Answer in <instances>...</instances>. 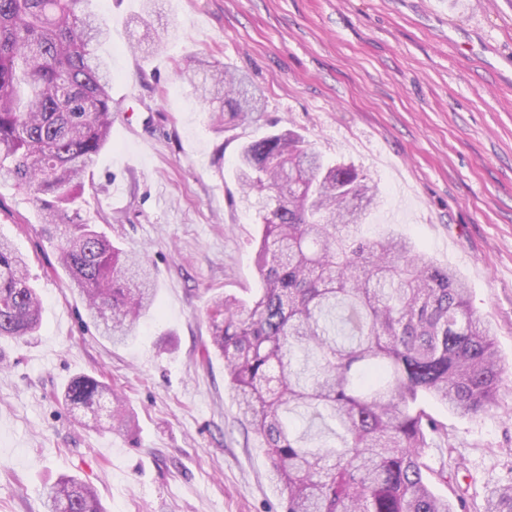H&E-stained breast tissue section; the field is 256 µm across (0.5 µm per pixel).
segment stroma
<instances>
[{
    "instance_id": "1",
    "label": "stroma",
    "mask_w": 512,
    "mask_h": 512,
    "mask_svg": "<svg viewBox=\"0 0 512 512\" xmlns=\"http://www.w3.org/2000/svg\"><path fill=\"white\" fill-rule=\"evenodd\" d=\"M142 4L93 3L112 28L101 50L121 109L80 220L146 255L156 304L127 344L101 339L36 206L0 177V238L28 258L43 302L38 335L0 338V512H46L45 487L65 476L107 512H284L223 359L201 352L214 298L260 286L238 150L286 129L378 184L361 237L409 239L493 324L507 375L497 407L425 402L445 426L428 463L457 483L433 481L434 493L483 512L487 490L512 482V0H156L151 21L173 36L151 56L134 49ZM195 54L261 93L253 120L212 121L177 73ZM80 375L124 400L128 430L65 401Z\"/></svg>"
}]
</instances>
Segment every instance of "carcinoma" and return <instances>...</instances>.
<instances>
[{
	"label": "carcinoma",
	"instance_id": "obj_1",
	"mask_svg": "<svg viewBox=\"0 0 512 512\" xmlns=\"http://www.w3.org/2000/svg\"><path fill=\"white\" fill-rule=\"evenodd\" d=\"M147 52L167 38L149 27ZM87 0H0V172L13 176L57 241L70 287L86 298L99 335L123 344L152 310L157 280L90 224L70 223L94 158L110 141L112 70L99 53L107 19ZM180 74L197 81L217 119L260 111L244 78L204 58ZM261 232L258 293L216 298L211 343L260 439L286 512H457L431 488L428 437L439 430L423 399L476 414L498 404L505 370L490 322L469 306L466 284L405 238L356 237L376 185L326 161L303 137L269 133L235 164ZM42 318L27 258L0 239V337L31 336ZM103 384L74 379L73 405L100 404ZM320 422L318 437L291 426ZM47 512H107L75 477L45 495ZM484 512H512V485L488 490Z\"/></svg>",
	"mask_w": 512,
	"mask_h": 512
}]
</instances>
